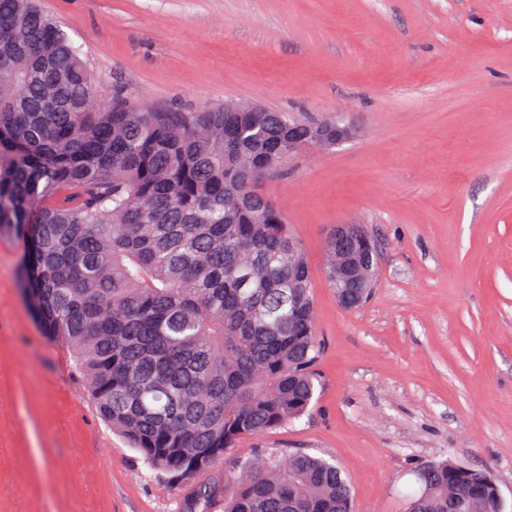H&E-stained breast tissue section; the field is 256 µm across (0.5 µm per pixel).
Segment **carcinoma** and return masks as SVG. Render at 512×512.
<instances>
[{
	"instance_id": "1",
	"label": "carcinoma",
	"mask_w": 512,
	"mask_h": 512,
	"mask_svg": "<svg viewBox=\"0 0 512 512\" xmlns=\"http://www.w3.org/2000/svg\"><path fill=\"white\" fill-rule=\"evenodd\" d=\"M96 95L38 0H0V235L26 240L35 313L74 353L100 418L154 470L195 480L315 396L308 260L255 191L272 174L265 155L307 122L119 97L95 107ZM357 229L343 250L363 258ZM416 478L409 512H505L490 470L465 475L448 459ZM230 479L224 512H352L343 469L303 448L266 449ZM223 494L201 484L182 512Z\"/></svg>"
}]
</instances>
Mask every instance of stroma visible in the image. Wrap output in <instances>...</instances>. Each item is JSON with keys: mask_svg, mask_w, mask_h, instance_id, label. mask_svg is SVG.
Here are the masks:
<instances>
[{"mask_svg": "<svg viewBox=\"0 0 512 512\" xmlns=\"http://www.w3.org/2000/svg\"><path fill=\"white\" fill-rule=\"evenodd\" d=\"M100 99L258 104L353 136L305 147L260 191L308 258L322 379L309 415L247 437L335 459L354 512H405L417 468L491 470L512 512V0H41ZM360 225L381 254L360 309L326 274ZM0 236V512H179L196 485L152 471L96 414ZM348 230L347 224L336 225V228L331 234H336V238H330L327 245L326 276L327 271L331 267H336V281L344 278H353L357 276L358 272V264L355 260L342 261L336 251V246L348 236ZM328 281L332 288L337 289L336 283H333L329 279Z\"/></svg>", "mask_w": 512, "mask_h": 512, "instance_id": "stroma-1", "label": "stroma"}]
</instances>
